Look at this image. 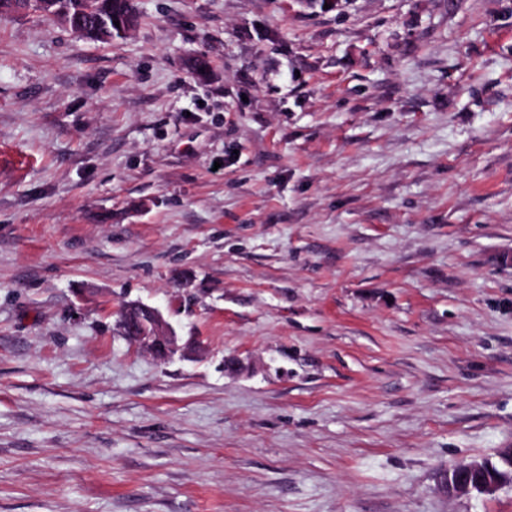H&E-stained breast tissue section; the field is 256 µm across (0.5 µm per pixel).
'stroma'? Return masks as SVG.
Here are the masks:
<instances>
[{
    "label": "stroma",
    "instance_id": "obj_1",
    "mask_svg": "<svg viewBox=\"0 0 512 512\" xmlns=\"http://www.w3.org/2000/svg\"><path fill=\"white\" fill-rule=\"evenodd\" d=\"M135 4L0 15V512H512V0ZM53 4L60 12L69 14V28L78 36L92 41L109 43L114 38H123L139 25V14L132 0H55ZM99 19L107 20L111 31L105 37L98 28ZM119 21L120 27L114 24ZM121 28L124 34L119 31ZM140 310L147 313L151 333L149 336L141 333L127 337L139 348L150 351L157 358L168 359L173 356L179 350L177 336L158 308L144 303H131L122 308L120 317L135 322ZM501 459L510 470L493 471L484 458L473 457L448 468L442 485L446 492L457 493L475 490L492 494L505 483L512 482V448L501 449Z\"/></svg>",
    "mask_w": 512,
    "mask_h": 512
}]
</instances>
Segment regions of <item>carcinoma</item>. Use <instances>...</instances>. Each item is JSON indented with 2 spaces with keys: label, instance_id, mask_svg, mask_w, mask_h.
<instances>
[{
  "label": "carcinoma",
  "instance_id": "obj_1",
  "mask_svg": "<svg viewBox=\"0 0 512 512\" xmlns=\"http://www.w3.org/2000/svg\"><path fill=\"white\" fill-rule=\"evenodd\" d=\"M60 12L71 17L69 29L92 41L109 43L129 35L139 25L133 0H53ZM41 11L40 0H0L1 11Z\"/></svg>",
  "mask_w": 512,
  "mask_h": 512
}]
</instances>
